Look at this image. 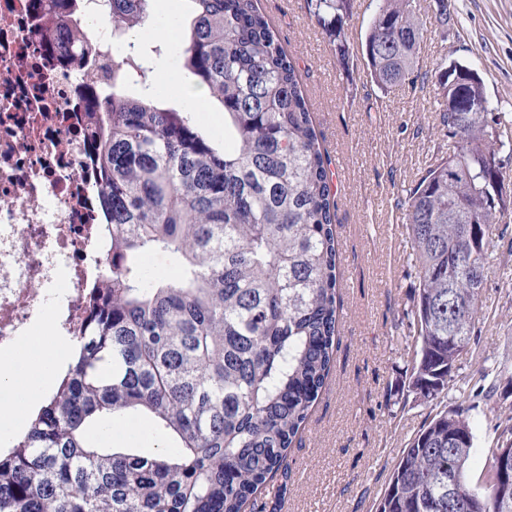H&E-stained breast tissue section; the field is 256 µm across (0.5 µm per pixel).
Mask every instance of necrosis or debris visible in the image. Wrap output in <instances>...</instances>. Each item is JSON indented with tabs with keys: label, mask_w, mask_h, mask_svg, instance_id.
<instances>
[{
	"label": "necrosis or debris",
	"mask_w": 512,
	"mask_h": 512,
	"mask_svg": "<svg viewBox=\"0 0 512 512\" xmlns=\"http://www.w3.org/2000/svg\"><path fill=\"white\" fill-rule=\"evenodd\" d=\"M57 0H0V357L43 325L81 336L102 282L99 178L84 98L123 53L110 0H81L82 50L55 45Z\"/></svg>",
	"instance_id": "necrosis-or-debris-1"
}]
</instances>
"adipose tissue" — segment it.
Listing matches in <instances>:
<instances>
[{
    "instance_id": "1",
    "label": "adipose tissue",
    "mask_w": 512,
    "mask_h": 512,
    "mask_svg": "<svg viewBox=\"0 0 512 512\" xmlns=\"http://www.w3.org/2000/svg\"><path fill=\"white\" fill-rule=\"evenodd\" d=\"M73 353L69 340L44 328L19 353L0 360V424L17 426L22 420L21 404L31 400L36 385L49 383L55 365Z\"/></svg>"
}]
</instances>
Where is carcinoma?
I'll return each mask as SVG.
<instances>
[{
  "label": "carcinoma",
  "mask_w": 512,
  "mask_h": 512,
  "mask_svg": "<svg viewBox=\"0 0 512 512\" xmlns=\"http://www.w3.org/2000/svg\"><path fill=\"white\" fill-rule=\"evenodd\" d=\"M64 44L81 46L77 0ZM177 67L224 113V146L188 107L161 105L152 55L112 58V95L89 90L92 150L112 242V270L93 294L85 334L29 428L0 448V512H242L278 472L331 370L340 326L339 248L331 160L298 71L256 0H190ZM365 54L375 84L415 73L427 26L419 0H375ZM341 59L351 0H308ZM118 34L151 21L149 0H112ZM448 156L407 193L419 291L408 334V392L448 396L471 340L493 231L504 222L501 116L450 112L484 98L472 69L441 57L431 69ZM134 82L132 92L124 83ZM165 252L178 274L148 276ZM171 448L151 456L91 437L134 417ZM473 422L452 406L403 449L376 512H512L494 469L472 484ZM457 468L448 472V454Z\"/></svg>",
  "instance_id": "cac0c4a2"
}]
</instances>
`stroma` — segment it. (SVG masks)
Returning <instances> with one entry per match:
<instances>
[{
    "label": "stroma",
    "instance_id": "obj_1",
    "mask_svg": "<svg viewBox=\"0 0 512 512\" xmlns=\"http://www.w3.org/2000/svg\"><path fill=\"white\" fill-rule=\"evenodd\" d=\"M294 61L323 147L337 178L341 324L325 387L276 475L245 512H375L403 448L437 413L406 401L411 352L405 313L419 286L408 255L405 198L448 139L426 78L441 56L471 68L504 123L512 124V0H447L448 25L437 27L435 0H420L432 33L413 84L391 93L372 81L364 40L373 0H354L345 24L347 63L331 51L307 0H257ZM490 274L475 321L477 340L460 361L447 401L475 424L467 473L490 468L491 448L512 426V242L494 241Z\"/></svg>",
    "mask_w": 512,
    "mask_h": 512
}]
</instances>
